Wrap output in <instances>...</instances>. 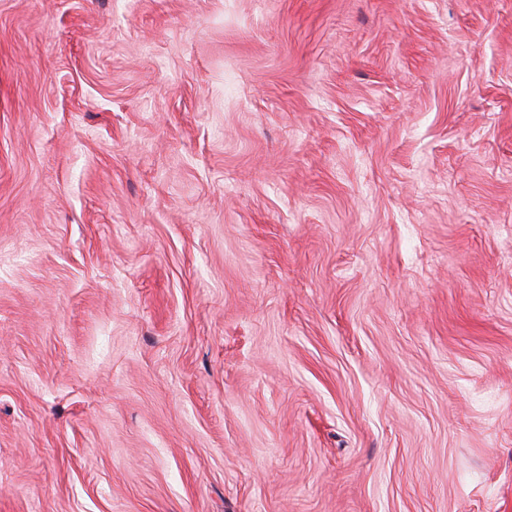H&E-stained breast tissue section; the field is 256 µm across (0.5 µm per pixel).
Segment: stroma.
<instances>
[{
    "instance_id": "1",
    "label": "stroma",
    "mask_w": 512,
    "mask_h": 512,
    "mask_svg": "<svg viewBox=\"0 0 512 512\" xmlns=\"http://www.w3.org/2000/svg\"><path fill=\"white\" fill-rule=\"evenodd\" d=\"M0 512H512V0H0Z\"/></svg>"
}]
</instances>
